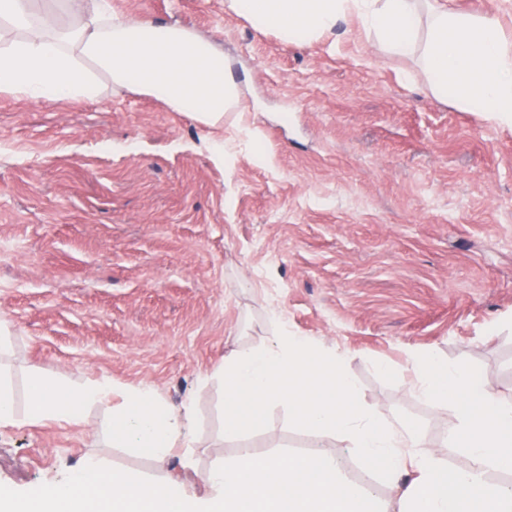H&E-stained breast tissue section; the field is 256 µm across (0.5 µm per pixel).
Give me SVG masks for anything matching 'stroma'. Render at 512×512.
Wrapping results in <instances>:
<instances>
[{"mask_svg": "<svg viewBox=\"0 0 512 512\" xmlns=\"http://www.w3.org/2000/svg\"><path fill=\"white\" fill-rule=\"evenodd\" d=\"M125 18L185 25L222 49L241 110L210 128L127 88L100 101L0 95V368L24 407L32 375L114 402L146 387L192 402L194 469L113 448L111 408L73 423L0 428V485L23 494L87 460L171 483L240 449L335 457L377 498L353 444L313 436L286 405L224 433V356L279 315L336 351L378 418L405 417L452 467L453 407L419 398L423 351L463 361L512 396V126L431 89L354 19L300 47L254 30L224 0H109ZM224 157L215 159L214 141Z\"/></svg>", "mask_w": 512, "mask_h": 512, "instance_id": "stroma-1", "label": "stroma"}]
</instances>
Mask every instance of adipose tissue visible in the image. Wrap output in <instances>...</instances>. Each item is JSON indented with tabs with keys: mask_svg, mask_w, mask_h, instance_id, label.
<instances>
[{
	"mask_svg": "<svg viewBox=\"0 0 512 512\" xmlns=\"http://www.w3.org/2000/svg\"><path fill=\"white\" fill-rule=\"evenodd\" d=\"M36 0H0V22L21 37L0 39V94L31 101L98 99L105 86L134 89L191 114L208 127L240 109L241 90L223 52L178 24L128 20L105 0H61L74 24L35 16ZM228 12L287 45L334 33L354 17L367 35L397 56L420 54L432 90L487 119L512 125V37L496 18H470L425 0H225ZM408 367L418 395L452 403L458 423L448 448L470 464H445L420 428L399 418L379 422L357 399V382L336 353L285 330L260 346L224 357V431L248 432L268 405L285 402L309 434L351 439L362 464L389 483L399 512H512V484L490 471H512V398L481 383L462 361L413 352ZM105 383L75 389L33 375L26 407L17 410L10 378L0 371V427L50 419L72 421L90 404H108ZM192 405L172 411L153 391L124 394L112 412L116 448L164 461L189 445ZM201 489L142 479L88 460L67 480L41 492L0 494V512H387L371 494L342 479L327 454L282 457L241 452L210 468Z\"/></svg>",
	"mask_w": 512,
	"mask_h": 512,
	"instance_id": "obj_1",
	"label": "adipose tissue"
}]
</instances>
